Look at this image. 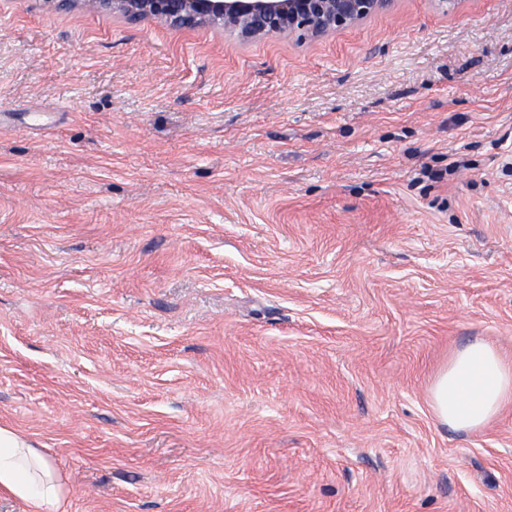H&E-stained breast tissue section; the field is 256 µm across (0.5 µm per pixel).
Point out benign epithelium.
Returning a JSON list of instances; mask_svg holds the SVG:
<instances>
[{
    "label": "benign epithelium",
    "mask_w": 512,
    "mask_h": 512,
    "mask_svg": "<svg viewBox=\"0 0 512 512\" xmlns=\"http://www.w3.org/2000/svg\"><path fill=\"white\" fill-rule=\"evenodd\" d=\"M132 22L157 20L174 29L206 27L242 43L270 38L317 40L387 12L395 0H47L58 10L78 2Z\"/></svg>",
    "instance_id": "obj_1"
}]
</instances>
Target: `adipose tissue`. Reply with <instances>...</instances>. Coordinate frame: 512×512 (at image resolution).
Segmentation results:
<instances>
[{"mask_svg":"<svg viewBox=\"0 0 512 512\" xmlns=\"http://www.w3.org/2000/svg\"><path fill=\"white\" fill-rule=\"evenodd\" d=\"M436 419L457 429H482L512 400V361L492 344L474 341L455 350L429 389ZM0 490L23 500L29 512H59L56 471L30 438L0 427Z\"/></svg>","mask_w":512,"mask_h":512,"instance_id":"adipose-tissue-1","label":"adipose tissue"}]
</instances>
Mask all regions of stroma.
<instances>
[{"mask_svg": "<svg viewBox=\"0 0 512 512\" xmlns=\"http://www.w3.org/2000/svg\"><path fill=\"white\" fill-rule=\"evenodd\" d=\"M462 163L450 171V160ZM512 0L315 42L0 0V426L61 512H512ZM436 419L454 428L482 429L512 400V362L487 342L455 350L429 389Z\"/></svg>", "mask_w": 512, "mask_h": 512, "instance_id": "stroma-1", "label": "stroma"}]
</instances>
